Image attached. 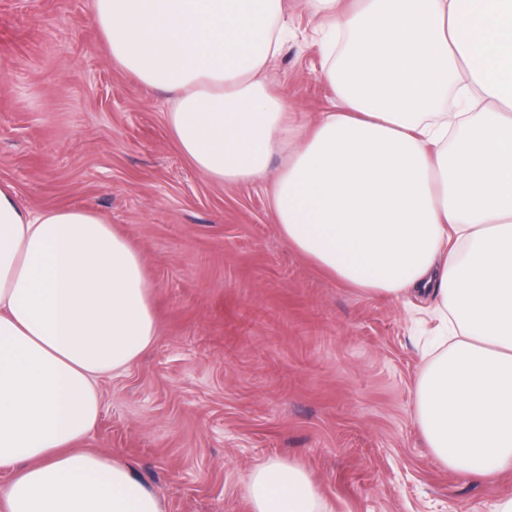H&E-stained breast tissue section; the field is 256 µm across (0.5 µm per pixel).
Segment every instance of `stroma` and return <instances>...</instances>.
Segmentation results:
<instances>
[{
	"mask_svg": "<svg viewBox=\"0 0 512 512\" xmlns=\"http://www.w3.org/2000/svg\"><path fill=\"white\" fill-rule=\"evenodd\" d=\"M267 75L298 119L331 107L317 21ZM170 95L109 58L92 0H0V182L40 211L104 215L139 248L158 333L99 381L87 449L125 459L163 512H251L244 482L302 464L335 512H494L512 470L462 478L436 460L412 391L430 298H374L281 237L268 182L222 185L180 153Z\"/></svg>",
	"mask_w": 512,
	"mask_h": 512,
	"instance_id": "1",
	"label": "stroma"
}]
</instances>
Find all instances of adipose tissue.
I'll list each match as a JSON object with an SVG mask.
<instances>
[{
    "mask_svg": "<svg viewBox=\"0 0 512 512\" xmlns=\"http://www.w3.org/2000/svg\"><path fill=\"white\" fill-rule=\"evenodd\" d=\"M300 2L335 93L309 124L263 77L285 0H94V14L112 61L173 94L169 128L203 177L273 172L291 248L366 295L433 297L453 334L424 365L416 418L448 470L492 476L512 467V0ZM152 288L101 214L34 212L0 184V512H162L126 463L80 447L98 379L154 341ZM245 493L252 512H333L295 461L256 465Z\"/></svg>",
    "mask_w": 512,
    "mask_h": 512,
    "instance_id": "1",
    "label": "adipose tissue"
}]
</instances>
